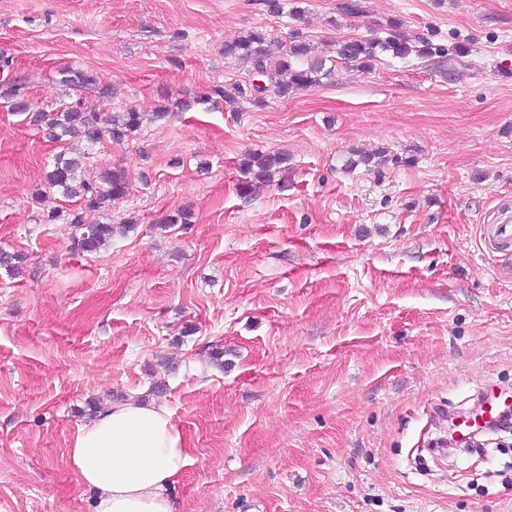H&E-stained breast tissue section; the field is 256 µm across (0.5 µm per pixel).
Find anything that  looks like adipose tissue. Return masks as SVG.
<instances>
[{
    "instance_id": "ef3b65f1",
    "label": "adipose tissue",
    "mask_w": 512,
    "mask_h": 512,
    "mask_svg": "<svg viewBox=\"0 0 512 512\" xmlns=\"http://www.w3.org/2000/svg\"><path fill=\"white\" fill-rule=\"evenodd\" d=\"M191 461L165 406L130 399L79 427L68 462L94 512H175L172 490Z\"/></svg>"
}]
</instances>
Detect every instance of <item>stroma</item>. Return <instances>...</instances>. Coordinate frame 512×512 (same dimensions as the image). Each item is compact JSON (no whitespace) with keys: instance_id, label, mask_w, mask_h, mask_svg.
<instances>
[{"instance_id":"35a3bbf8","label":"stroma","mask_w":512,"mask_h":512,"mask_svg":"<svg viewBox=\"0 0 512 512\" xmlns=\"http://www.w3.org/2000/svg\"><path fill=\"white\" fill-rule=\"evenodd\" d=\"M343 2L296 21L262 0H0V91L148 117L85 161L89 181L127 169L108 220L133 223L88 254L45 219L68 205L45 181L61 144L0 106V251L24 257L0 264V512H92L68 450L126 398L185 437L176 512H512V435L432 450L436 414L512 390V242L485 234L512 211V0ZM392 19L467 55L340 63L239 112L198 101L248 77L224 56L246 31L296 28L330 57ZM68 68L108 97L63 85ZM380 150V170L346 169ZM257 151L287 155V189L239 193Z\"/></svg>"}]
</instances>
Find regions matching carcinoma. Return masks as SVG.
Wrapping results in <instances>:
<instances>
[{"label":"carcinoma","instance_id":"carcinoma-1","mask_svg":"<svg viewBox=\"0 0 512 512\" xmlns=\"http://www.w3.org/2000/svg\"><path fill=\"white\" fill-rule=\"evenodd\" d=\"M290 10H285V0H264L266 12L271 16L287 13L299 17L302 8L298 4L302 0H290ZM401 22L392 19L388 23V36L384 39L369 40L351 39L339 44L338 59L351 64L359 70L373 68L381 52H390L398 59H406L411 54L421 58L435 57L448 61V65L458 61L467 54L465 46L459 44L452 49L434 45L426 40L422 47H414L401 34ZM224 57L243 59L251 64V72L263 77L265 87H260L247 79L236 83L234 90L243 103L261 107L265 105L263 94L271 91L276 96L285 98L294 92L316 85L321 80L333 75L336 60H328L313 54L311 45L295 31L287 44L283 45L279 54H272L266 34L259 30H250L231 43L224 45ZM62 83L67 86L85 88L99 87V94L109 96V89L102 85L99 77L81 71H67ZM4 104L15 112L29 114L30 122L42 125L47 135L60 140L66 136L81 140L85 148L108 139L119 143L140 129L143 116L139 112H118L110 116H102L98 112H89L75 104L66 106L55 113L33 112L27 99L25 85L16 83L0 95ZM83 156L66 158L64 154L55 156L51 171L47 175L48 188L55 189L66 197L77 199L76 207L65 212L54 210L47 215L48 221L60 219L72 228L74 246L84 253H98L105 249L112 237L123 234L129 229L127 224L87 223L85 214L88 211H110L112 204L126 196L128 190V172L123 168H115L104 173L97 183L87 182L81 178ZM288 157L282 153H251L241 164L243 179L238 189L243 194L253 193L258 184L271 186L275 177L287 171L285 165Z\"/></svg>","mask_w":512,"mask_h":512}]
</instances>
